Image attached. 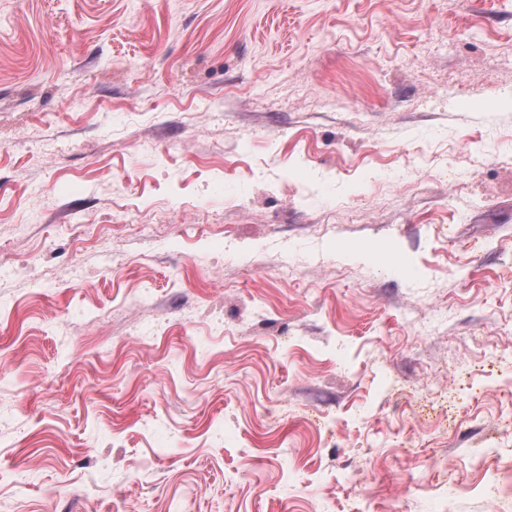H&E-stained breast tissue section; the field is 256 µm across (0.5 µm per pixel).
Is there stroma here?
Returning a JSON list of instances; mask_svg holds the SVG:
<instances>
[{
	"label": "stroma",
	"mask_w": 512,
	"mask_h": 512,
	"mask_svg": "<svg viewBox=\"0 0 512 512\" xmlns=\"http://www.w3.org/2000/svg\"><path fill=\"white\" fill-rule=\"evenodd\" d=\"M512 0H0V512H512Z\"/></svg>",
	"instance_id": "obj_1"
}]
</instances>
